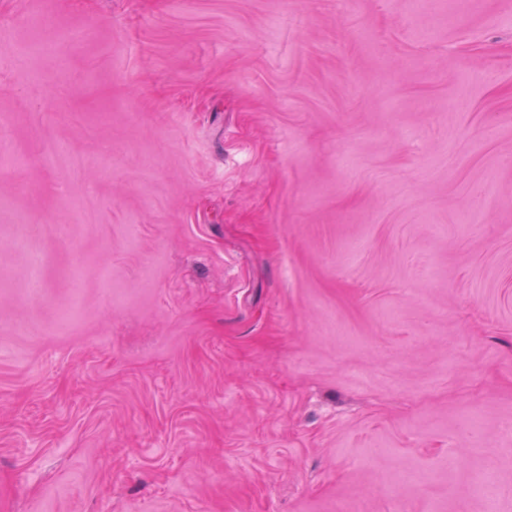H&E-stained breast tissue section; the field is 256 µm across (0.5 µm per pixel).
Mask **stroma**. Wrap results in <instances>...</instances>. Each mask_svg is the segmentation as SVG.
<instances>
[{"mask_svg":"<svg viewBox=\"0 0 512 512\" xmlns=\"http://www.w3.org/2000/svg\"><path fill=\"white\" fill-rule=\"evenodd\" d=\"M510 425L512 0H0V512H512Z\"/></svg>","mask_w":512,"mask_h":512,"instance_id":"stroma-1","label":"stroma"}]
</instances>
